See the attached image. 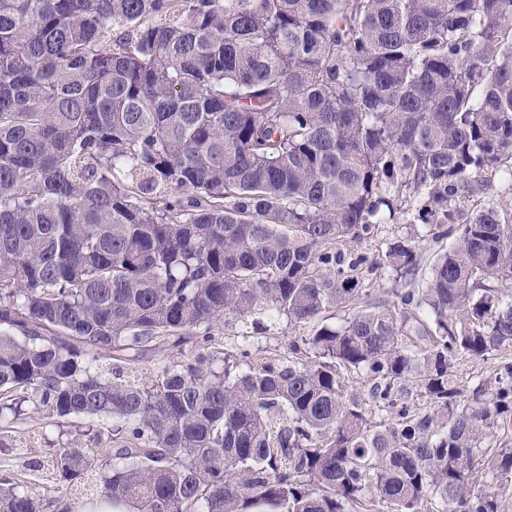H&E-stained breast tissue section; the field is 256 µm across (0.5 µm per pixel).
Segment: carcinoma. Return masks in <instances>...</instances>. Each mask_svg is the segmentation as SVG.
<instances>
[{
  "mask_svg": "<svg viewBox=\"0 0 512 512\" xmlns=\"http://www.w3.org/2000/svg\"><path fill=\"white\" fill-rule=\"evenodd\" d=\"M497 176L512 0H0V423H84L0 512H503L512 360L460 377L512 345ZM398 214L454 242L376 299ZM477 203H494L502 207H510V205L512 207V190H510L507 184L495 179L492 187L486 190L485 194L470 198L469 201L465 200L462 205H464V209L468 210L473 207L472 204L475 205ZM407 224H409L407 218L400 217V219L382 225L377 237L367 242L359 243L357 245L358 250L368 253L371 259L378 258L381 264H383L388 244L394 242L397 238L407 236L412 231V226ZM299 333L300 335L307 334L308 329L296 330V332L291 331L288 329L286 321L282 320L276 322V324L271 327L270 331L262 335H257L263 337L255 340V342L258 341L259 343H255V347H257V345L261 347L260 356L262 358H278V356L288 353V340L295 336V334L299 336Z\"/></svg>",
  "mask_w": 512,
  "mask_h": 512,
  "instance_id": "carcinoma-1",
  "label": "carcinoma"
}]
</instances>
